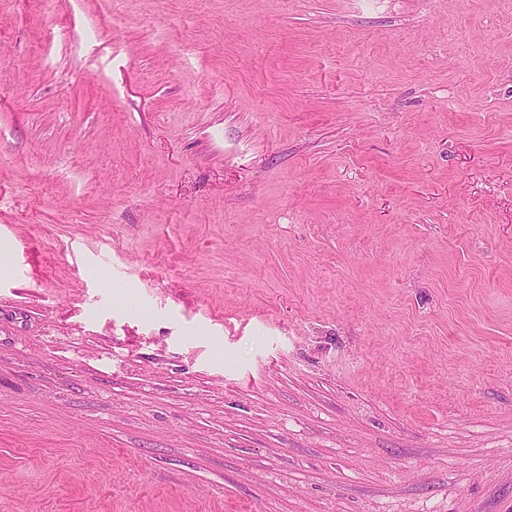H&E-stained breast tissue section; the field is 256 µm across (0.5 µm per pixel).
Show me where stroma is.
Wrapping results in <instances>:
<instances>
[{
    "label": "stroma",
    "instance_id": "1",
    "mask_svg": "<svg viewBox=\"0 0 512 512\" xmlns=\"http://www.w3.org/2000/svg\"><path fill=\"white\" fill-rule=\"evenodd\" d=\"M0 512H512V0H0Z\"/></svg>",
    "mask_w": 512,
    "mask_h": 512
}]
</instances>
